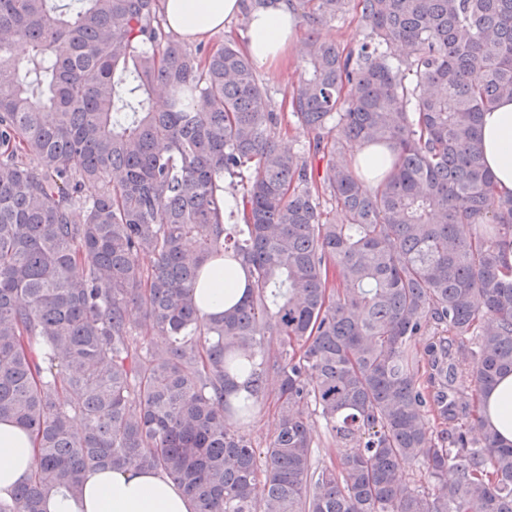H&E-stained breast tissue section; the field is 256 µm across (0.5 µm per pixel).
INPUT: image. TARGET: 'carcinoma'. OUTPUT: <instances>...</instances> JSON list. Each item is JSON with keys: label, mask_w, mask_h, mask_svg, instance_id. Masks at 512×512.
Instances as JSON below:
<instances>
[{"label": "carcinoma", "mask_w": 512, "mask_h": 512, "mask_svg": "<svg viewBox=\"0 0 512 512\" xmlns=\"http://www.w3.org/2000/svg\"><path fill=\"white\" fill-rule=\"evenodd\" d=\"M294 2L309 159L253 60L190 49L161 0H0V418L40 455L0 512L106 466L168 475L197 512H512V443L459 399L512 373V195L478 136L512 98V0H357L347 50L318 26L351 0ZM357 141L393 151L382 187ZM214 260L248 287L207 321ZM272 378L262 448L230 428ZM224 293L226 296L227 289L224 290V287L217 288L213 280L212 270L208 276L204 271L203 282H200L198 288H196L197 300L204 316L210 318L211 315L224 313V303L227 299H225ZM314 441L316 453L320 461L329 463L336 460L337 448L331 433L314 415H312Z\"/></svg>", "instance_id": "obj_1"}]
</instances>
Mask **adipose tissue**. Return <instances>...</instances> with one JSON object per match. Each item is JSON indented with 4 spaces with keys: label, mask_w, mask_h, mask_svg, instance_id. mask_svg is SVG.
Returning <instances> with one entry per match:
<instances>
[{
    "label": "adipose tissue",
    "mask_w": 512,
    "mask_h": 512,
    "mask_svg": "<svg viewBox=\"0 0 512 512\" xmlns=\"http://www.w3.org/2000/svg\"><path fill=\"white\" fill-rule=\"evenodd\" d=\"M241 0H163V13L173 33L202 39L223 30L238 16ZM298 46V18L290 0H268L247 20L245 53L268 70L281 69ZM480 143L486 168L499 195L512 194V99L500 100L484 112ZM352 161L368 176L371 187L383 184L393 161L385 146L357 143ZM491 428L512 443V374L506 375L483 401ZM40 464L34 437L9 419H0V499L27 481ZM46 512H196L195 503L165 475L152 470L101 468L87 478L80 494L51 490Z\"/></svg>",
    "instance_id": "1"
}]
</instances>
